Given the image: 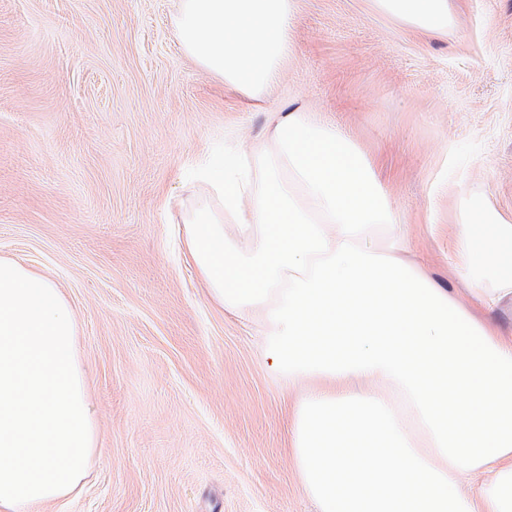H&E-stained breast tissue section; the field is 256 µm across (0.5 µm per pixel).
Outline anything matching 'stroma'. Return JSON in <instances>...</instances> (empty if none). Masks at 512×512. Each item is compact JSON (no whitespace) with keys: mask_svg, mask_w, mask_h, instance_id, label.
Wrapping results in <instances>:
<instances>
[{"mask_svg":"<svg viewBox=\"0 0 512 512\" xmlns=\"http://www.w3.org/2000/svg\"><path fill=\"white\" fill-rule=\"evenodd\" d=\"M428 36L372 0H293L256 103L180 45L178 0H0V258L77 319L96 431L80 494L46 512H317L289 447L295 396L251 319L179 249L188 180L272 111L319 113L378 171L406 261L474 315L454 243L469 207L512 223V0H450Z\"/></svg>","mask_w":512,"mask_h":512,"instance_id":"stroma-1","label":"stroma"}]
</instances>
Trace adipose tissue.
I'll return each instance as SVG.
<instances>
[{
    "label": "adipose tissue",
    "mask_w": 512,
    "mask_h": 512,
    "mask_svg": "<svg viewBox=\"0 0 512 512\" xmlns=\"http://www.w3.org/2000/svg\"><path fill=\"white\" fill-rule=\"evenodd\" d=\"M384 14L423 32H444L448 0H374ZM292 0H179L182 48L225 86L262 100L289 50ZM460 269L486 313L512 298V224L473 212L456 238Z\"/></svg>",
    "instance_id": "obj_1"
}]
</instances>
